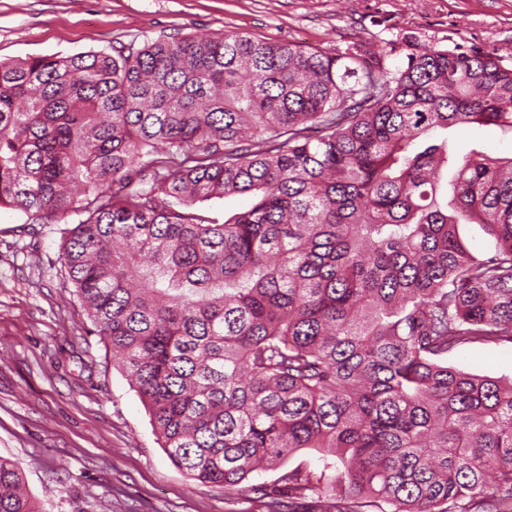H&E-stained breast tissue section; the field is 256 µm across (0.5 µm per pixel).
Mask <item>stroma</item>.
I'll return each instance as SVG.
<instances>
[{
	"mask_svg": "<svg viewBox=\"0 0 512 512\" xmlns=\"http://www.w3.org/2000/svg\"><path fill=\"white\" fill-rule=\"evenodd\" d=\"M245 31L332 53L389 48L400 67L423 47L512 56V0H0V60L69 56L161 35ZM458 146L512 155L494 126H458ZM57 225L0 208V457L44 512H250L228 506L161 448L139 396L92 330L58 254ZM466 372L512 379V343L449 350Z\"/></svg>",
	"mask_w": 512,
	"mask_h": 512,
	"instance_id": "stroma-1",
	"label": "stroma"
}]
</instances>
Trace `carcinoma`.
Wrapping results in <instances>:
<instances>
[{
    "instance_id": "obj_1",
    "label": "carcinoma",
    "mask_w": 512,
    "mask_h": 512,
    "mask_svg": "<svg viewBox=\"0 0 512 512\" xmlns=\"http://www.w3.org/2000/svg\"><path fill=\"white\" fill-rule=\"evenodd\" d=\"M227 31L0 61V207L59 261L171 462L261 512H512V64ZM454 171L447 188L443 172ZM254 203L219 224L212 198ZM75 217L73 225L67 218ZM499 244L473 256L457 226ZM300 450L316 470L249 485ZM0 512H40L0 458ZM459 147H464L473 141L481 144L484 150L496 157H510L512 154V138L510 134L504 135L495 126H458L447 133ZM448 365L466 372L512 379V343H473L448 351Z\"/></svg>"
}]
</instances>
